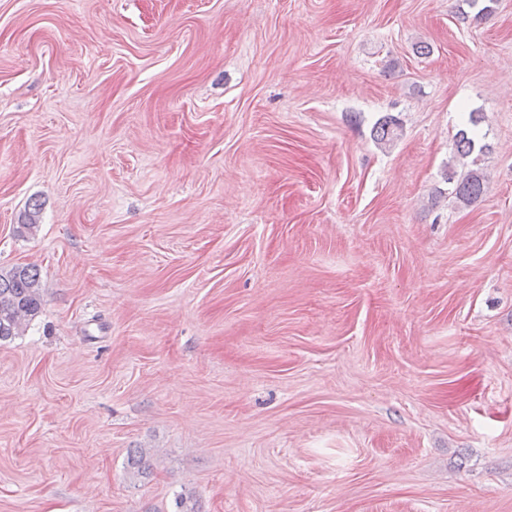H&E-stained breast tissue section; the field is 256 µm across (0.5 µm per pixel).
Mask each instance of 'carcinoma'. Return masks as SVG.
Wrapping results in <instances>:
<instances>
[{
  "label": "carcinoma",
  "mask_w": 512,
  "mask_h": 512,
  "mask_svg": "<svg viewBox=\"0 0 512 512\" xmlns=\"http://www.w3.org/2000/svg\"><path fill=\"white\" fill-rule=\"evenodd\" d=\"M397 128L399 124L396 120H382L375 130L376 140L381 144L392 141ZM475 147L474 138L468 136L466 131L461 130L455 135L453 162L448 164L447 180H455L456 165H465V160L473 155ZM483 192L484 176L474 168L456 180L455 199L465 205L479 199ZM41 306L40 273L36 267L15 265L8 269L0 268V342L24 333Z\"/></svg>",
  "instance_id": "carcinoma-1"
}]
</instances>
